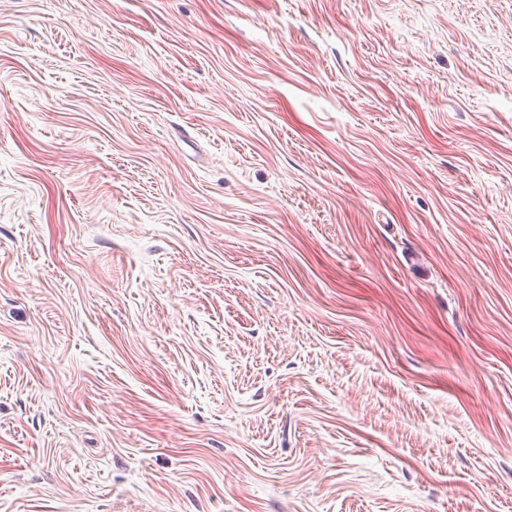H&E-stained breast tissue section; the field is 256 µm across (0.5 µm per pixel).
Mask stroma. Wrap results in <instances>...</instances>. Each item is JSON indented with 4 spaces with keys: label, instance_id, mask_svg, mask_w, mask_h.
<instances>
[{
    "label": "stroma",
    "instance_id": "1",
    "mask_svg": "<svg viewBox=\"0 0 512 512\" xmlns=\"http://www.w3.org/2000/svg\"><path fill=\"white\" fill-rule=\"evenodd\" d=\"M0 512H512V0H0Z\"/></svg>",
    "mask_w": 512,
    "mask_h": 512
}]
</instances>
